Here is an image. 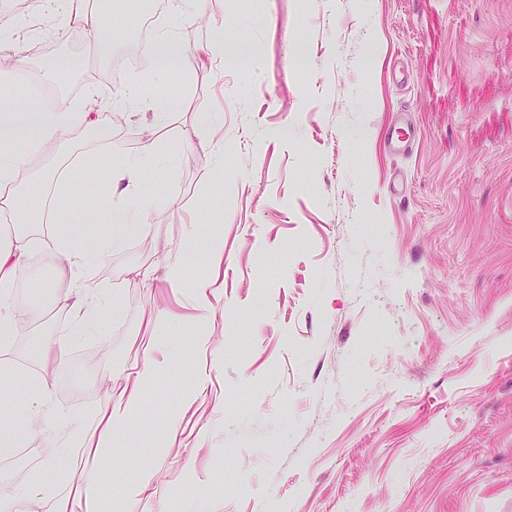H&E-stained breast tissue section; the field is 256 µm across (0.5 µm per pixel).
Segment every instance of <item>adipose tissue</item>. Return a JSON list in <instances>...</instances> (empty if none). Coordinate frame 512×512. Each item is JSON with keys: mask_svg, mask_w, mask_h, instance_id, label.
<instances>
[{"mask_svg": "<svg viewBox=\"0 0 512 512\" xmlns=\"http://www.w3.org/2000/svg\"><path fill=\"white\" fill-rule=\"evenodd\" d=\"M74 0H41L44 11L55 14L65 26H80L87 38L88 49L98 55L112 46V27L96 11L76 12ZM97 121L82 107H54L43 104L29 92L12 93L0 98V212L9 214V226L0 228V333L11 330L17 317L38 321L43 312L41 295H30L24 307H17L13 288L17 276L34 248L48 252L56 273L57 298L62 308L78 311L95 300L86 288L85 277L94 266L106 261L109 249L127 231L149 232L147 208H139L133 225L114 220L98 236L90 235L79 217L58 224L50 211L25 209L18 204V173L20 159L12 153L13 144L27 140L33 151L63 142L79 127L96 126ZM147 173L140 167L121 162L108 166L107 196L138 198L145 189ZM32 223H48L52 229L47 237L38 238L28 229ZM164 316L159 311L144 312L141 318L142 345L145 357L141 368L128 376L125 385L108 394L94 435L84 445L82 466L69 491L58 496L55 512H112V500L104 492L105 459L111 455L119 436V428L138 413L155 378L150 353L157 343ZM49 426L48 415L27 414L13 403L0 401V454L19 447L36 433Z\"/></svg>", "mask_w": 512, "mask_h": 512, "instance_id": "obj_1", "label": "adipose tissue"}]
</instances>
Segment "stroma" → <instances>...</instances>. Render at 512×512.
<instances>
[{"mask_svg": "<svg viewBox=\"0 0 512 512\" xmlns=\"http://www.w3.org/2000/svg\"><path fill=\"white\" fill-rule=\"evenodd\" d=\"M123 2L106 59L66 28L0 25V52L21 58L0 91L105 120L37 154L15 144L21 205L47 198L65 220L77 160H122L148 169L153 225L87 275L98 301L82 317L58 307L51 262H29L44 311L25 337L0 335L17 369L0 399L36 409L24 376H46L55 431L0 455V512H54L152 308L171 315L155 383L105 466L148 471L163 512H512V0H191L155 34L188 58L223 34L224 62L164 82L150 65L111 78L139 28L141 0ZM143 86L164 115L147 153L141 123L110 104ZM203 113L224 139L219 175L181 139ZM398 119L415 137L396 152ZM191 224L223 246L221 270L204 250L180 259ZM212 274L202 318L193 283ZM60 336L65 368L32 356ZM48 464L52 490L24 496Z\"/></svg>", "mask_w": 512, "mask_h": 512, "instance_id": "obj_1", "label": "stroma"}]
</instances>
